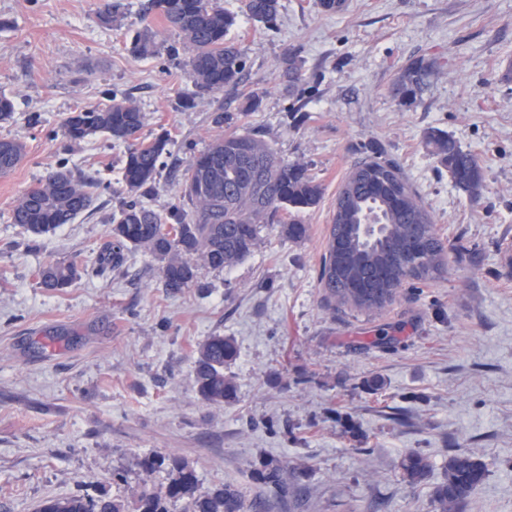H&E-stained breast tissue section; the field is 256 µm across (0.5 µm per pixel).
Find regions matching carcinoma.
I'll list each match as a JSON object with an SVG mask.
<instances>
[{"label":"carcinoma","mask_w":512,"mask_h":512,"mask_svg":"<svg viewBox=\"0 0 512 512\" xmlns=\"http://www.w3.org/2000/svg\"><path fill=\"white\" fill-rule=\"evenodd\" d=\"M121 4L99 0L98 18L107 24L117 20ZM245 13L269 28L276 26L279 0H243ZM143 19L157 16L178 32L182 48L170 46L171 57L187 54V79L194 91L179 98L183 108L195 105V98L224 90L237 91L247 65L246 49L228 39L237 15L224 9L221 0H145ZM156 33L146 26L132 37L131 48L140 56L159 53ZM431 65L412 61L398 78L399 91L407 96L419 88ZM260 97L247 94L241 111L211 114L212 124L228 132L217 136L208 147L193 156L182 173L181 198L163 211L145 203L156 192L164 167L163 156L171 143L163 131L144 143L139 133L145 115L128 97L112 95L102 104L77 109L78 123L64 119L63 135L79 144L97 134L126 144L120 183L127 195L121 208L112 213L110 240L99 257L102 270H119L129 255L142 252L157 263L164 287L180 291L198 283L200 270L231 268L255 248L263 224H279L288 239L298 242L308 233L299 213L316 207L322 197L321 185L300 162L282 158L263 135L237 132L241 117L256 110ZM427 143L441 165L457 174L455 185L471 196L483 188L478 158L463 152L449 137L431 133ZM10 149L0 162V175L12 172L24 157L25 146L4 140ZM100 181L76 175L63 166L49 170L38 184L25 191L9 213V220L35 237L70 224L91 210ZM350 201L348 224L343 237L344 258L336 252L340 225L330 224L327 252L319 282L327 298L361 311L384 308L408 282H426L444 268L446 248L434 228L431 214L419 202L400 165L372 148L346 174L336 197ZM371 221L374 227L362 230ZM78 266L69 261L50 262L38 272L40 285L50 291L71 287ZM236 356L234 342L224 336L209 337L196 351L193 383L202 399L220 406L235 394L224 367ZM144 472L166 470L170 481L163 491L144 488L136 512H168L166 501H185L184 512H257L260 503L247 502L236 486L224 483L199 494L194 470L184 461L152 455L141 462ZM406 478L417 483L429 474L428 458L413 451L403 461ZM256 481L277 496L288 495L282 467L274 461L262 464ZM485 478L483 464L469 454L448 458L445 481L435 490L441 512L464 503ZM118 498L98 499L69 496L46 500L38 512H127Z\"/></svg>","instance_id":"cac0c4a2"}]
</instances>
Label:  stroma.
Listing matches in <instances>:
<instances>
[{
	"mask_svg": "<svg viewBox=\"0 0 512 512\" xmlns=\"http://www.w3.org/2000/svg\"><path fill=\"white\" fill-rule=\"evenodd\" d=\"M121 2L108 26L95 0H0V94L15 105L0 139L26 146L0 175V512L101 492L135 503L142 483L169 480L140 470L154 454L187 462L198 491L231 483L265 512H441L434 489L456 451L487 478L455 512H512V274L499 263L512 242V0H346L337 13L279 0L273 29L242 14V0H223L237 15L228 36L247 51L244 82L191 109L178 104L184 60L166 53L178 36L159 18L142 21V0ZM146 25L153 57L130 51ZM418 57L434 71L401 97L398 76ZM289 58L302 66L292 84ZM112 91L145 113L141 140L171 133L148 199L159 211L218 136L211 113L258 94L247 128L323 188L300 215L307 237L263 225L245 260L202 270L199 286L177 293L141 253L96 274L125 147L101 136L71 143L61 124ZM433 130L478 157V197L432 155ZM372 144L397 159L432 214L446 266L365 313L329 300L319 272L336 192ZM60 163L100 180L93 213L38 238L8 223L14 200ZM59 260L76 261L78 278L42 288L39 269ZM214 335L237 348L225 370L236 394L219 407L192 381L196 350ZM412 451L431 464L417 484L401 467ZM268 460L295 488L287 500L254 478Z\"/></svg>",
	"mask_w": 512,
	"mask_h": 512,
	"instance_id": "35a3bbf8",
	"label": "stroma"
}]
</instances>
